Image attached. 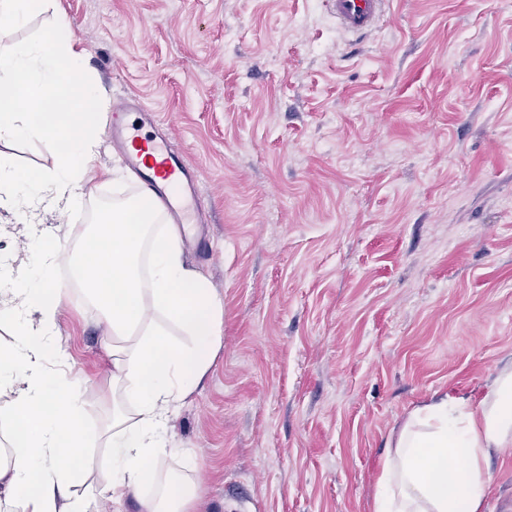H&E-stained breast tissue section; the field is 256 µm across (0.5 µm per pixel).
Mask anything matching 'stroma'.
Here are the masks:
<instances>
[{"mask_svg":"<svg viewBox=\"0 0 512 512\" xmlns=\"http://www.w3.org/2000/svg\"><path fill=\"white\" fill-rule=\"evenodd\" d=\"M109 100L171 130L200 175L187 263L224 300L223 346L174 414L148 493L199 487L198 512H373L388 438L434 392L482 397L512 361V0H392L350 43L321 0H54ZM36 171V139L0 142ZM137 193L101 144L76 222ZM0 211V253L30 268ZM58 342L95 435L112 379L105 324L64 295Z\"/></svg>","mask_w":512,"mask_h":512,"instance_id":"35a3bbf8","label":"stroma"}]
</instances>
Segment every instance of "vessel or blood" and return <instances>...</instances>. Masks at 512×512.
<instances>
[{
	"label": "vessel or blood",
	"mask_w": 512,
	"mask_h": 512,
	"mask_svg": "<svg viewBox=\"0 0 512 512\" xmlns=\"http://www.w3.org/2000/svg\"><path fill=\"white\" fill-rule=\"evenodd\" d=\"M337 25L349 35H363L378 29L388 13L391 0H327ZM134 99L118 100L112 107L109 137L140 181V189L159 202L166 220L185 221V213L197 198V174L171 146L170 138L144 136L130 125L129 113L141 111Z\"/></svg>",
	"instance_id": "obj_1"
}]
</instances>
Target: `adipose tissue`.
<instances>
[{
  "instance_id": "obj_1",
  "label": "adipose tissue",
  "mask_w": 512,
  "mask_h": 512,
  "mask_svg": "<svg viewBox=\"0 0 512 512\" xmlns=\"http://www.w3.org/2000/svg\"><path fill=\"white\" fill-rule=\"evenodd\" d=\"M85 57L62 15L49 37L0 52V141L35 137L55 156L34 173L0 157V209L28 225L37 243L25 273L0 254V327L12 338L0 347V396L11 398L0 416L16 434L0 454V499L18 512H102L103 503L117 508L134 496L141 512H192L191 483L169 481L148 496L142 489L175 452L168 423L212 366L224 302L185 265L178 230L141 195L117 200L77 233L75 275L107 325L112 357L103 395L112 414L101 431L112 478L85 496L70 491L92 459L78 381L71 369L46 366L48 354L66 359L54 348L65 290L49 280L60 250L40 216L79 209L97 161L93 110L105 99ZM511 445L512 365L479 400L436 394L409 412L389 436L374 512H482L488 462Z\"/></svg>"
}]
</instances>
